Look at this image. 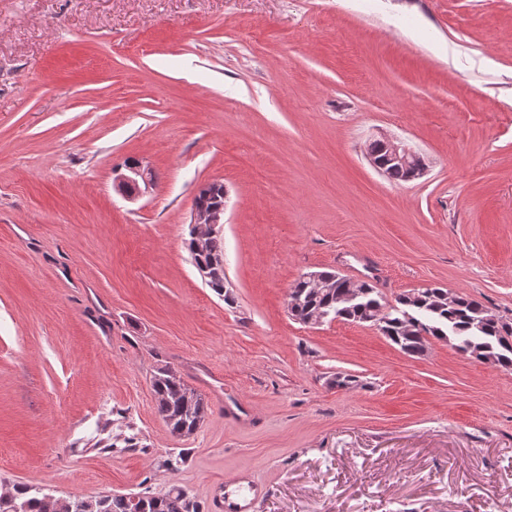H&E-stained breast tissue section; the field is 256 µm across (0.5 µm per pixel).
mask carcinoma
<instances>
[{
	"label": "carcinoma",
	"instance_id": "1",
	"mask_svg": "<svg viewBox=\"0 0 512 512\" xmlns=\"http://www.w3.org/2000/svg\"><path fill=\"white\" fill-rule=\"evenodd\" d=\"M224 202V184L213 182L206 193L195 197L198 206ZM188 250L194 265L211 267L207 286L224 295V243L210 238L205 250L198 251L193 240ZM317 275L331 282L318 291L300 278L290 289L295 305L291 316L301 322L321 314L353 323H371L409 356L424 351L429 339L448 341L460 352L500 368L512 369V322L494 317L485 306L469 295L442 287H424L399 295L387 304L378 288L369 281L355 283L334 271ZM155 407L175 435L195 432L210 410L208 401L185 386L178 373L167 365L157 368L152 378ZM0 512H200L199 505L184 489L171 488L162 496L112 495L57 498L39 488L22 487L11 500L0 505Z\"/></svg>",
	"mask_w": 512,
	"mask_h": 512
}]
</instances>
